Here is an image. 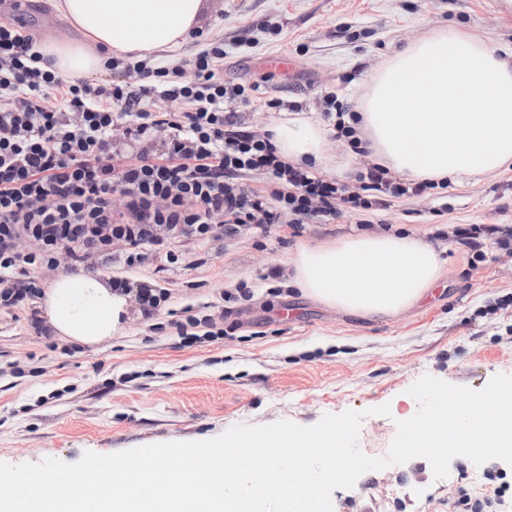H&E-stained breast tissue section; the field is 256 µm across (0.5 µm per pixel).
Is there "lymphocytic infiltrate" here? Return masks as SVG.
<instances>
[{"label":"lymphocytic infiltrate","mask_w":512,"mask_h":512,"mask_svg":"<svg viewBox=\"0 0 512 512\" xmlns=\"http://www.w3.org/2000/svg\"><path fill=\"white\" fill-rule=\"evenodd\" d=\"M40 58L33 37L0 24V311H32L48 271L150 252L174 263L173 242L218 237L226 223L304 224L368 207V191L384 207L427 189L371 164L356 191L285 161L273 133L245 129L240 110L254 97L220 78L222 42L184 67L136 70V91L64 78ZM156 97L172 111L144 107ZM249 174L270 187H245ZM30 326L52 334L33 311Z\"/></svg>","instance_id":"lymphocytic-infiltrate-1"}]
</instances>
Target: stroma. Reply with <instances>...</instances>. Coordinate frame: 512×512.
Masks as SVG:
<instances>
[{
    "instance_id": "stroma-1",
    "label": "stroma",
    "mask_w": 512,
    "mask_h": 512,
    "mask_svg": "<svg viewBox=\"0 0 512 512\" xmlns=\"http://www.w3.org/2000/svg\"><path fill=\"white\" fill-rule=\"evenodd\" d=\"M201 29L224 39L225 81L261 84L243 111L248 129L320 121L328 160L317 170L350 184L374 157L331 134L333 113L352 109L369 75L430 31L512 46V8L504 0H209ZM23 31L41 43L78 36L54 0H28ZM283 54L294 68L268 75L261 59ZM271 98L280 108L266 107ZM473 224L512 227V164L474 183L296 229L246 224L217 239L181 240L174 264L155 254L131 266L99 264L110 280L149 282L168 299L158 316L132 315L118 336L92 348L35 335L27 311L0 312V462L73 463L88 451L208 440L240 423L311 426L346 410L364 414L360 449L386 455L397 421L418 409L407 390L423 375L474 390L512 375V245L483 234L470 249L455 231ZM396 231L423 238L444 262L437 286L414 306L362 317L291 287L289 259L299 246ZM205 314L222 318L224 336L178 334L175 321ZM384 404L389 415L375 414ZM475 477L482 494L501 490L512 510V466L465 457L439 480L422 457L366 472L353 488L333 491V509L453 512Z\"/></svg>"
}]
</instances>
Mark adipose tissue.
Listing matches in <instances>:
<instances>
[{
	"instance_id": "obj_1",
	"label": "adipose tissue",
	"mask_w": 512,
	"mask_h": 512,
	"mask_svg": "<svg viewBox=\"0 0 512 512\" xmlns=\"http://www.w3.org/2000/svg\"><path fill=\"white\" fill-rule=\"evenodd\" d=\"M57 8L81 38L42 47L40 66L90 79L111 56L179 48L200 27L207 0H58ZM356 110L379 164L405 182L460 183L498 170L512 162V48L433 32L370 75ZM275 140L289 162L325 160L320 122L280 123ZM291 264L305 296L376 318L421 301L443 271L432 246L394 233L306 245ZM42 308L57 336L92 347L119 332L129 301L100 274H67L45 290Z\"/></svg>"
}]
</instances>
